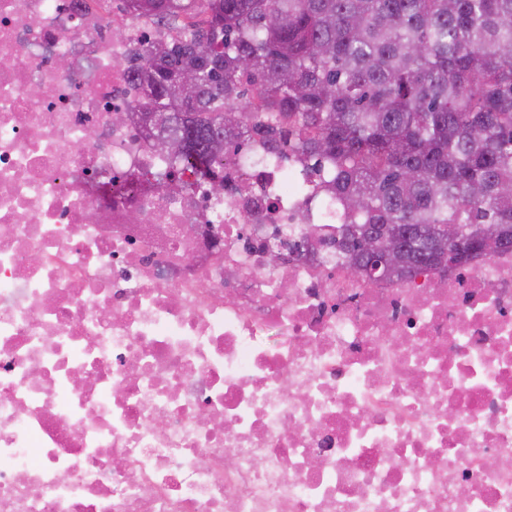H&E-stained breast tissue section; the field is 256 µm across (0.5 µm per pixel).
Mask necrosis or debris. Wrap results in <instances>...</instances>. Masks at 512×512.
Segmentation results:
<instances>
[{
  "label": "necrosis or debris",
  "mask_w": 512,
  "mask_h": 512,
  "mask_svg": "<svg viewBox=\"0 0 512 512\" xmlns=\"http://www.w3.org/2000/svg\"><path fill=\"white\" fill-rule=\"evenodd\" d=\"M163 36L0 0V512H512V251L376 285L271 262L291 155H230L220 196L142 177L123 62Z\"/></svg>",
  "instance_id": "necrosis-or-debris-1"
}]
</instances>
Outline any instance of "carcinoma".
Instances as JSON below:
<instances>
[{"mask_svg":"<svg viewBox=\"0 0 512 512\" xmlns=\"http://www.w3.org/2000/svg\"><path fill=\"white\" fill-rule=\"evenodd\" d=\"M176 36L128 60L137 113H166L168 174L224 146L291 152L336 225V264L448 268L454 227L512 244V0H132ZM195 82L180 85L184 72ZM295 249L307 224L288 225ZM375 235L394 259L361 251Z\"/></svg>","mask_w":512,"mask_h":512,"instance_id":"carcinoma-1","label":"carcinoma"}]
</instances>
